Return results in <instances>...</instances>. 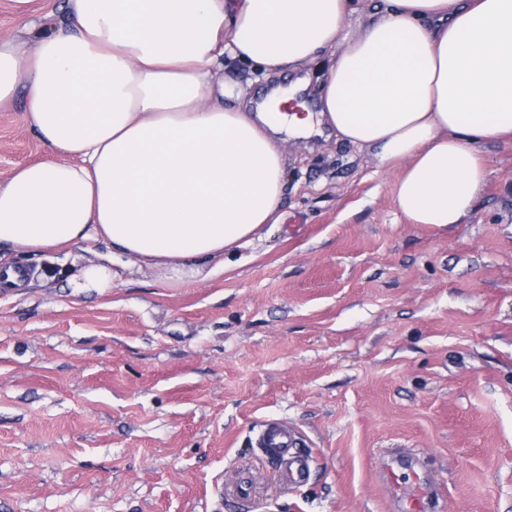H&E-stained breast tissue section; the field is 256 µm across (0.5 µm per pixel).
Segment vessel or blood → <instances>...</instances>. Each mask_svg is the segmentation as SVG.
Here are the masks:
<instances>
[{"label":"vessel or blood","mask_w":512,"mask_h":512,"mask_svg":"<svg viewBox=\"0 0 512 512\" xmlns=\"http://www.w3.org/2000/svg\"><path fill=\"white\" fill-rule=\"evenodd\" d=\"M260 444L270 459L285 462L282 475L286 484L296 486L307 481L308 461L299 452L295 431L278 422L268 423L260 435ZM399 469L407 471L409 484L396 480L395 472ZM381 482L388 489L393 512H436V487L414 450L395 448L388 451Z\"/></svg>","instance_id":"obj_1"}]
</instances>
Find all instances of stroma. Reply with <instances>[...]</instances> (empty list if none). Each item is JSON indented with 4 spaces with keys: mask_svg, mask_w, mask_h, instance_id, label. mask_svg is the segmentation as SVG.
<instances>
[{
    "mask_svg": "<svg viewBox=\"0 0 512 512\" xmlns=\"http://www.w3.org/2000/svg\"><path fill=\"white\" fill-rule=\"evenodd\" d=\"M283 221L204 278L82 243L0 288V512H391L414 449L438 512H512V142L485 144L465 223H409L396 171L326 134L284 138ZM0 107V181L47 160ZM295 430L303 485L257 445Z\"/></svg>",
    "mask_w": 512,
    "mask_h": 512,
    "instance_id": "obj_1",
    "label": "stroma"
}]
</instances>
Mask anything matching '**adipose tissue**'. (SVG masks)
<instances>
[{
    "mask_svg": "<svg viewBox=\"0 0 512 512\" xmlns=\"http://www.w3.org/2000/svg\"><path fill=\"white\" fill-rule=\"evenodd\" d=\"M65 27L27 22L0 40V106L24 99L50 160L0 181V253L38 258L93 242L101 264L71 281L104 291L115 256L201 271L280 223L279 132L320 124L399 168L412 223L459 224L483 192V143L512 139V0H65ZM318 112L295 89L250 112L225 60L269 76L321 52Z\"/></svg>",
    "mask_w": 512,
    "mask_h": 512,
    "instance_id": "ef3b65f1",
    "label": "adipose tissue"
}]
</instances>
